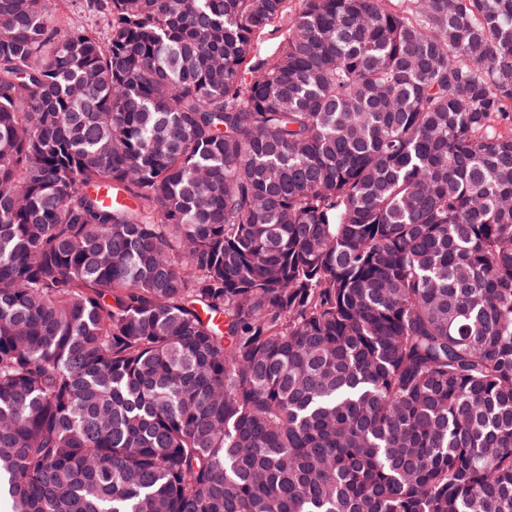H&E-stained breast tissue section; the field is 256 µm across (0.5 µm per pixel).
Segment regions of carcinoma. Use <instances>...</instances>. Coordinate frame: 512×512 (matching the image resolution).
I'll return each mask as SVG.
<instances>
[{
    "label": "carcinoma",
    "instance_id": "1",
    "mask_svg": "<svg viewBox=\"0 0 512 512\" xmlns=\"http://www.w3.org/2000/svg\"><path fill=\"white\" fill-rule=\"evenodd\" d=\"M95 2L0 0L10 512H512V0ZM42 8L47 18L63 34L72 22H79L98 32L101 39L106 37L102 18L90 11L84 0H41Z\"/></svg>",
    "mask_w": 512,
    "mask_h": 512
}]
</instances>
